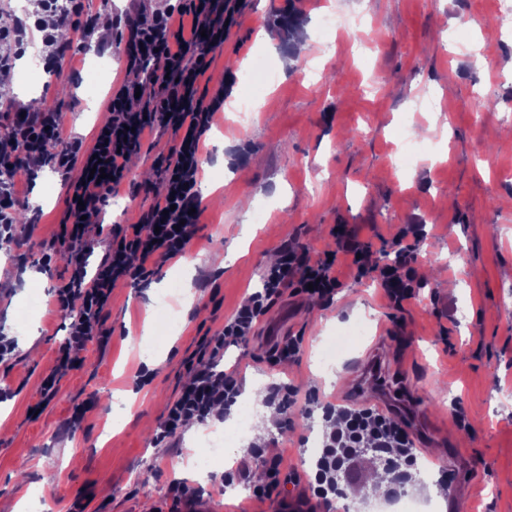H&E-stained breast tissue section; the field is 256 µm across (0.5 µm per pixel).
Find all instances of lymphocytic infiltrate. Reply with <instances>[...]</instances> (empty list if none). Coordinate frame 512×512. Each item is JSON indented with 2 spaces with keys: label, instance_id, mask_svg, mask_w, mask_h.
I'll return each instance as SVG.
<instances>
[{
  "label": "lymphocytic infiltrate",
  "instance_id": "lymphocytic-infiltrate-1",
  "mask_svg": "<svg viewBox=\"0 0 512 512\" xmlns=\"http://www.w3.org/2000/svg\"><path fill=\"white\" fill-rule=\"evenodd\" d=\"M241 7L242 0H175L149 22L137 7L121 16L128 31L129 64L137 78L113 95L111 117L99 129L90 150H83L80 137L64 135L56 113L27 112L11 100L0 102V120L7 131L0 143V166L38 161L52 165L64 176L73 168L81 170L70 185L62 224L72 273L68 283L57 290V304L63 312L79 304L82 316L71 323L69 335L59 347V369L81 361L93 339L92 325L118 279L147 284L153 265L184 254L193 240L199 221L196 210L201 206L197 186L200 144L224 107L223 89L209 97L199 95L198 90L210 82L213 55L223 46ZM157 125L170 130L175 138L168 154L160 159L161 189L139 223L119 225V242L107 246L96 269H89L92 247L88 236L91 227L101 221V205L124 181L127 163L140 150L146 129ZM97 163L106 173L98 181L90 177ZM332 236L335 248L327 254L315 256L308 248L292 243L281 247L262 289L252 293L223 330L206 341L202 357L191 367L188 381L168 409L159 440L175 437L189 421L205 419L215 408L236 403L238 379L216 368L225 346L251 336L259 318L285 292L307 293L321 302H333L340 284L338 256L348 258L356 279L377 281L391 308H402L413 298L419 286L413 265L423 236L420 225H402L393 241V256L385 263L346 225L335 227ZM317 410L327 430L313 473L284 470L280 456L267 458L253 448L245 452L236 468L225 471V482L251 483L257 499L283 492L289 485H306L302 501L310 512L330 506L346 489L365 481L380 462L385 464L392 485L403 483L417 456L401 422L368 405L345 407L310 398L305 415ZM257 464L263 468V478L255 484L251 476Z\"/></svg>",
  "mask_w": 512,
  "mask_h": 512
}]
</instances>
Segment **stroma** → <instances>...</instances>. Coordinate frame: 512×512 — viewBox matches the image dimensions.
Returning a JSON list of instances; mask_svg holds the SVG:
<instances>
[{"mask_svg":"<svg viewBox=\"0 0 512 512\" xmlns=\"http://www.w3.org/2000/svg\"><path fill=\"white\" fill-rule=\"evenodd\" d=\"M247 0L228 40L210 67L213 80L228 79L250 94V119L220 112L207 132L200 179L217 184L222 206L202 202L198 231L184 265L191 284L168 276V264L153 268V281L166 286L147 300L142 286L120 280L93 326L94 340L78 366L59 371L57 392L43 397L44 376L56 364L69 329L59 311L56 288L71 274L61 223L70 190L58 174L36 183L32 174L14 176L20 212L18 246L0 264V278L23 268L37 277L23 291L0 288V325L12 320V339H32L0 362V386L10 389L0 404V512H14L26 491L40 495L42 512H172L171 483L195 489L206 512H280L279 497L237 496L213 480L191 478L198 440L180 436L177 446L159 447L155 433L167 416L196 360L204 338L220 331L262 277L284 243L321 252L334 246L330 230L346 224L375 256L390 251L401 225L420 224L416 277L422 287L403 309L389 307L371 281L355 283L349 272L331 306L304 296H284L270 311L287 315L302 333L300 353L288 364L262 357L274 342L260 324L248 342L230 347L227 364L243 380L238 403L221 418H206L204 430L223 429L250 403L257 379L264 391L293 381L302 389L341 400L357 391L350 372L372 351L389 372L406 383L426 434L417 441L429 470L406 487L432 499L438 468L450 463L462 472L454 502L433 512H512V82L492 86V70H512V39L476 36L492 66L475 70L467 54L448 53L456 20L466 16L494 22V0ZM127 0H89L95 16H108L106 50L92 49L76 24L66 25L68 51L56 70L41 38L29 40L15 60V83L0 87L17 102L37 95L41 107L59 117H84L79 129L85 148L110 118L108 104L127 80L126 37L113 28ZM364 13L373 42L356 45V32L334 36L326 15ZM433 97L444 109L414 117L416 101ZM495 107H485L486 98ZM419 132L420 154L411 170L400 166L401 130ZM173 144L170 132L145 135L124 183L108 196L103 239L109 224L137 223L160 187L155 160ZM40 194L41 205L31 202ZM53 252L44 264L45 252ZM234 254L233 263L217 258ZM152 320L156 334L148 348L128 333ZM369 324L370 334L355 351L342 354L334 372L319 360L334 336L352 324ZM159 361L152 379L135 388L144 351ZM136 390L129 417L113 411L125 391ZM86 406L71 430L63 425L75 406ZM461 406L468 430L453 415ZM249 431H262L268 455L284 466L313 470L306 440L311 423L295 416L292 426L263 427L253 412Z\"/></svg>","mask_w":512,"mask_h":512,"instance_id":"obj_1","label":"stroma"}]
</instances>
